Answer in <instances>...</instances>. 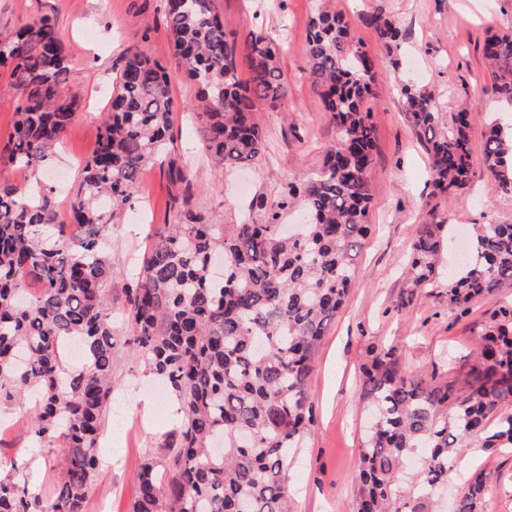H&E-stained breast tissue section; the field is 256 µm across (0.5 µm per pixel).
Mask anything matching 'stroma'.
Here are the masks:
<instances>
[{
  "instance_id": "1",
  "label": "stroma",
  "mask_w": 512,
  "mask_h": 512,
  "mask_svg": "<svg viewBox=\"0 0 512 512\" xmlns=\"http://www.w3.org/2000/svg\"><path fill=\"white\" fill-rule=\"evenodd\" d=\"M317 6V0H215L227 32L238 43L260 31L288 43L282 66L289 95L280 109L259 112L270 148L259 165L240 173L215 165L204 154L192 114L198 87L172 66L165 0H0V29L17 28L35 14L54 22L68 56L66 89L76 99V116L52 164L32 174L0 158V184L21 187L40 180L52 187L57 213L65 215L66 197L97 148L112 81L127 52L139 48L173 69L174 134L178 148L190 153L194 212L213 224L242 223L254 196L276 202L284 188L306 179L321 161L322 147L336 136L304 71L307 23ZM332 6L378 62L371 102L377 141L370 233L346 304L323 338L309 379L314 424L289 472L293 512H353L365 416L359 368L372 347L396 346L403 371L417 379H459L474 361L491 314L512 302L508 291L474 302L464 313L451 309L443 278L436 287L418 292L406 309H393L404 288L403 264L428 211L463 231L459 240L444 243L448 265L462 258L479 225L512 224V197L499 194L485 174L487 124L501 111L482 54L488 35L512 32V0H332ZM373 12L392 17L404 31L398 50L388 51L361 24V14ZM412 77L434 91L440 111L473 110L472 184L469 192L451 200L433 196L424 142L408 123L397 93L398 84ZM170 190L164 168L151 165L142 172L131 206L113 234V303L121 302L151 235L165 223ZM112 374L115 387L102 436L113 439L117 451L91 490L86 512H130L141 463L160 457L178 426L176 400L167 391H156L155 379L146 375L136 356L120 354ZM29 416L26 410L0 409V462L15 463L14 477L48 502L65 451L33 444ZM469 446L468 471L480 474L485 484L483 512H512V451L484 450L477 436Z\"/></svg>"
}]
</instances>
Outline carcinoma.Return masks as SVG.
I'll return each mask as SVG.
<instances>
[{
	"mask_svg": "<svg viewBox=\"0 0 512 512\" xmlns=\"http://www.w3.org/2000/svg\"><path fill=\"white\" fill-rule=\"evenodd\" d=\"M166 18L174 66L198 86L194 108L206 151L229 168L256 165L267 150L258 104L276 110L288 97L281 66L287 43L259 32L239 48L214 0H167ZM361 22L384 47L400 46L402 30L390 17L370 13ZM483 55L493 92L512 107V33L489 36ZM306 59L336 142L323 148L303 184L288 186L270 206L256 198V215L229 229L193 212L189 170L168 150L175 124L168 68L139 49L125 56L98 147L68 197V220H59L45 192L29 199L0 185V405L33 394L35 442L66 448L49 504L7 473L0 476V512H84L100 475L112 365L129 344L182 413L166 461L141 464L130 512H290L292 451L312 425L308 381L355 276L377 139L368 107L376 62L342 13L310 16ZM0 66L11 67L18 96L8 162L35 172L75 117L65 89L68 58L50 19L0 31ZM398 91L412 127L424 135L433 194L458 195L470 174V110L449 120L418 83ZM162 154L173 186L171 218L125 288L120 312L132 329L129 341L112 322V229L140 172ZM507 155L512 124L497 118L486 134L485 170L499 193L512 196ZM294 208L306 219L285 238L282 214ZM443 228L420 225L396 309L439 280ZM473 251L474 259L448 272L453 309L512 288V224L481 225ZM64 339L79 343L82 363L65 359ZM481 340L459 385L409 377L394 347L374 350L361 367L360 399L371 424L354 512H438L436 492L472 436H483L486 450L512 451L511 305L493 312ZM484 495L480 476L467 479L454 512H481Z\"/></svg>",
	"mask_w": 512,
	"mask_h": 512,
	"instance_id": "carcinoma-1",
	"label": "carcinoma"
}]
</instances>
